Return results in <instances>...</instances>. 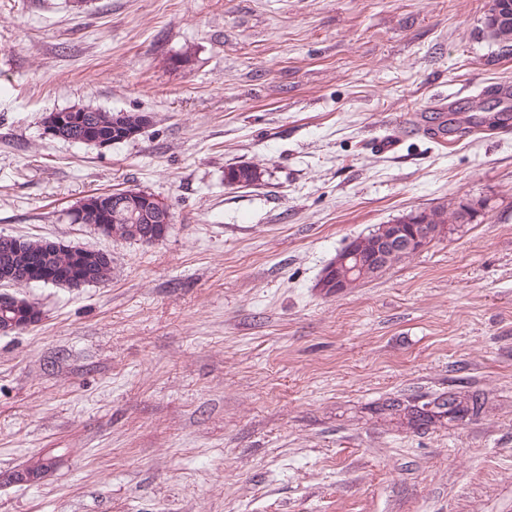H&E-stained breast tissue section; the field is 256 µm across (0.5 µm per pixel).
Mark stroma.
Returning a JSON list of instances; mask_svg holds the SVG:
<instances>
[{
	"label": "stroma",
	"mask_w": 512,
	"mask_h": 512,
	"mask_svg": "<svg viewBox=\"0 0 512 512\" xmlns=\"http://www.w3.org/2000/svg\"><path fill=\"white\" fill-rule=\"evenodd\" d=\"M491 0H0V235L100 250L106 282L31 284L0 333V512H512V42ZM146 112L99 149L53 111ZM450 124L448 144L427 129ZM252 164L258 182L229 185ZM154 194V244L73 223ZM480 212L341 294L352 239ZM452 392L479 416L382 413ZM115 194L116 192L104 193L101 195H108V197L90 196L83 199L80 204L72 210V218L76 223L85 224L84 217L87 212H93L94 217L100 214V222L97 223L98 225H95V227L101 232L107 228L103 224H108V213L112 210L111 222L109 223L112 226V230H110L108 234H101L106 237L135 241H138L135 238V230L141 225L152 224V226H155L156 229L161 232L162 225L160 224H164V227H167L168 224L172 223L170 206L163 199L153 194L136 190H125ZM122 205H125L126 208L134 212V214H139L140 219H145L146 223L141 224L139 218L124 207H121L117 211L115 210ZM0 308L2 311L13 312L14 317L10 320L0 323V333H9L14 330H16L18 327L25 325V324H31L34 323V321L37 320V318H40L39 316H32L30 313L24 311L22 309V305L20 301L17 299L16 296L8 293H0ZM8 316H11L12 314L8 313ZM36 324V323H34ZM28 327H23L17 331H23L27 329ZM60 459L50 453L38 455L33 460L4 473L0 485L31 486L43 481L58 469Z\"/></svg>",
	"instance_id": "1"
}]
</instances>
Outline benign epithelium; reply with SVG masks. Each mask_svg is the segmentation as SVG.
Returning <instances> with one entry per match:
<instances>
[{"mask_svg": "<svg viewBox=\"0 0 512 512\" xmlns=\"http://www.w3.org/2000/svg\"><path fill=\"white\" fill-rule=\"evenodd\" d=\"M151 116L143 114L139 126L130 127L123 116L115 118L112 134H97L85 127L83 116L76 115V110L67 109L53 112L46 117L44 125L46 134L52 138L64 139L108 148L112 144L136 137L150 123ZM140 216L148 224L172 223L169 204L163 199L136 190H125L115 196H90L80 202L71 213L77 223H84V217L91 212L101 215L98 231L105 229L108 213L120 206ZM455 230L453 224H419L417 219L406 216L391 224H382L368 236L356 238L336 254L326 266L317 287L328 294H340L348 285L350 277L357 275L362 279L374 278L392 257L413 254L423 250L435 240L447 237ZM0 309L14 313L10 320L0 323V333H9L18 327L31 324L37 317L22 309L16 296L0 293ZM60 459L50 453L38 455L33 460L4 473H0V485L31 486L43 481L58 469Z\"/></svg>", "mask_w": 512, "mask_h": 512, "instance_id": "obj_1", "label": "benign epithelium"}]
</instances>
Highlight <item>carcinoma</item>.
<instances>
[{
    "mask_svg": "<svg viewBox=\"0 0 512 512\" xmlns=\"http://www.w3.org/2000/svg\"><path fill=\"white\" fill-rule=\"evenodd\" d=\"M502 20L491 36L502 41L512 40V2L501 5ZM260 173L252 166L238 165L230 167L225 179L227 183L250 186L258 181ZM466 211L455 203L447 207L422 210L417 216L429 224H465L472 220L465 219ZM112 230L108 236L122 240L135 239V230L141 226L138 217L125 208L111 212ZM112 259L101 251L90 250L88 255H61L51 249V241L29 239L14 236H0V284L13 286L28 285L31 270L44 266L67 273L86 274L92 281H106L111 273ZM484 403L476 396L464 398L457 394L448 395V418L459 415H478L482 412Z\"/></svg>",
    "mask_w": 512,
    "mask_h": 512,
    "instance_id": "1",
    "label": "carcinoma"
}]
</instances>
